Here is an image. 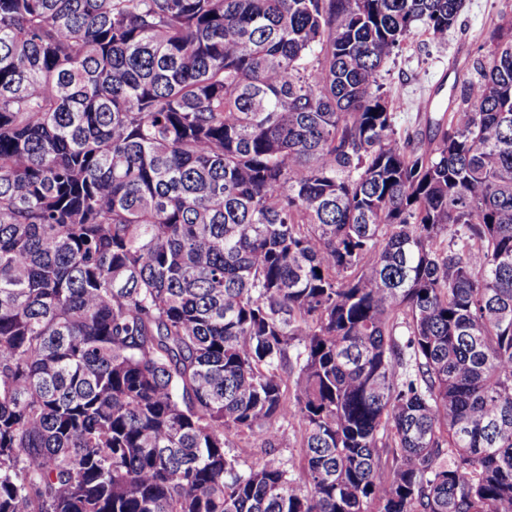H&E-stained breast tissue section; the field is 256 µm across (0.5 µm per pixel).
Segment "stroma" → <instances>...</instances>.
Instances as JSON below:
<instances>
[{"mask_svg":"<svg viewBox=\"0 0 512 512\" xmlns=\"http://www.w3.org/2000/svg\"><path fill=\"white\" fill-rule=\"evenodd\" d=\"M511 18L512 0H465L445 42H431L421 33L410 38L381 77L384 92L394 101L397 125L414 124L423 99L444 106L455 98L469 59L477 56L493 27Z\"/></svg>","mask_w":512,"mask_h":512,"instance_id":"1","label":"stroma"}]
</instances>
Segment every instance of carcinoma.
Here are the masks:
<instances>
[{"label": "carcinoma", "instance_id": "carcinoma-1", "mask_svg": "<svg viewBox=\"0 0 512 512\" xmlns=\"http://www.w3.org/2000/svg\"><path fill=\"white\" fill-rule=\"evenodd\" d=\"M463 2L0 0V512L512 508V23L379 82ZM464 1L445 42L433 43L426 35L416 33L382 72L380 83L394 101L398 126L414 125L420 101L429 96L443 107L449 98L454 100L466 77L468 61L478 55L488 32L512 18V0ZM438 88L441 91L435 96ZM275 452L288 459L292 457L296 465L301 463L300 454V436L297 430L291 426H281L279 429L278 441L276 442Z\"/></svg>", "mask_w": 512, "mask_h": 512}]
</instances>
